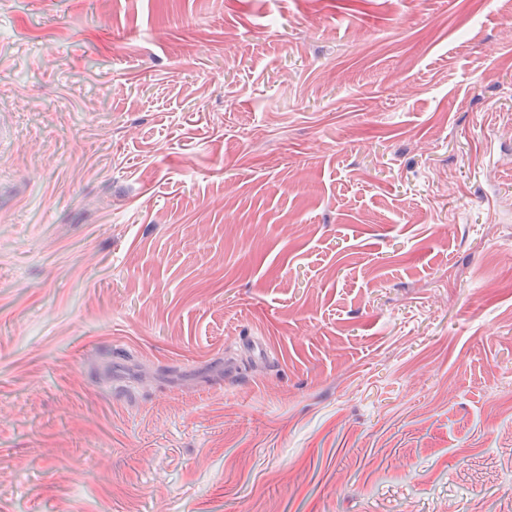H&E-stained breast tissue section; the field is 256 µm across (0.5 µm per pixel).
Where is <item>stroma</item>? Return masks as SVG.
Returning a JSON list of instances; mask_svg holds the SVG:
<instances>
[{
	"mask_svg": "<svg viewBox=\"0 0 512 512\" xmlns=\"http://www.w3.org/2000/svg\"><path fill=\"white\" fill-rule=\"evenodd\" d=\"M511 14L0 0V512H512Z\"/></svg>",
	"mask_w": 512,
	"mask_h": 512,
	"instance_id": "1",
	"label": "stroma"
}]
</instances>
